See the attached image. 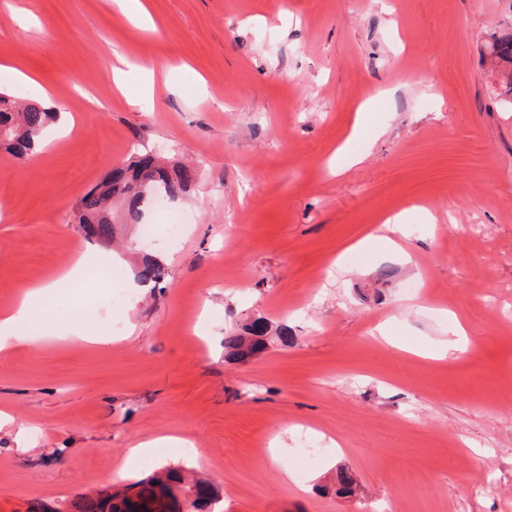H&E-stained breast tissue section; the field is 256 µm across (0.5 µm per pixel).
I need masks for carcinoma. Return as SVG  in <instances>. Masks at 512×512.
Returning a JSON list of instances; mask_svg holds the SVG:
<instances>
[{"label": "carcinoma", "mask_w": 512, "mask_h": 512, "mask_svg": "<svg viewBox=\"0 0 512 512\" xmlns=\"http://www.w3.org/2000/svg\"><path fill=\"white\" fill-rule=\"evenodd\" d=\"M489 49L503 67L512 66L511 33L494 37ZM56 118L57 113L40 103L19 105L0 92V146L22 160L35 148L43 129ZM194 178L195 171L188 165L168 168L151 154L132 157L80 198L75 205L76 223L86 229L87 235L109 243L115 234L114 203L123 206L127 223L136 224L152 198L165 195L175 200ZM137 277L144 283H156L164 278V270L149 259L142 263ZM270 334L268 323L261 317L255 318L224 335V354L229 359L254 356L266 348ZM182 480V469L162 467L152 470L131 487L138 489L139 500L151 502L150 512H170L166 489L170 483ZM72 507L75 512H140V504L107 492L99 493L96 498L75 500Z\"/></svg>", "instance_id": "carcinoma-1"}]
</instances>
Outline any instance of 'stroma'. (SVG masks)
<instances>
[{
    "label": "stroma",
    "mask_w": 512,
    "mask_h": 512,
    "mask_svg": "<svg viewBox=\"0 0 512 512\" xmlns=\"http://www.w3.org/2000/svg\"><path fill=\"white\" fill-rule=\"evenodd\" d=\"M146 4L150 33L113 0H0V91L75 122L27 160L0 147V310L114 258L0 353V512L130 484L154 438L222 512H512V88L487 57L512 0ZM117 53L167 81L117 90ZM342 148L359 163L337 168ZM144 149L198 167L169 204L179 244L87 237L75 203ZM394 213L400 255L376 233ZM147 257L167 276L132 291ZM90 303L116 343L62 341ZM257 317L287 341L226 359L225 330ZM305 428L326 453L290 481Z\"/></svg>",
    "instance_id": "1"
}]
</instances>
